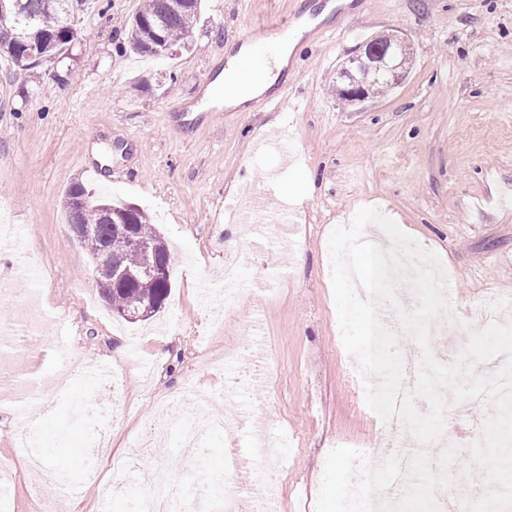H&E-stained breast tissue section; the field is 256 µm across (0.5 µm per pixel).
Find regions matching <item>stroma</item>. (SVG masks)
Listing matches in <instances>:
<instances>
[{
  "label": "stroma",
  "mask_w": 512,
  "mask_h": 512,
  "mask_svg": "<svg viewBox=\"0 0 512 512\" xmlns=\"http://www.w3.org/2000/svg\"><path fill=\"white\" fill-rule=\"evenodd\" d=\"M143 0H99L77 18L71 74L48 64L29 78L27 98L0 57V225L25 239L22 256L0 259V325L38 319L24 339L22 373L50 380L69 371L65 344L86 364L112 368L109 456L87 445L96 383L71 395L43 389L35 444L43 461L81 484V512H132L154 485L151 457L168 476L195 483L211 512L224 481V454L250 458L236 491L254 512V489L275 485L279 512H338L353 478L350 455L372 447L382 422L362 399L364 383L342 349L328 238L364 206L379 207L438 257L451 310L434 323L431 350L456 359L479 328L471 312L494 310L512 324V0H205L189 51L162 62L126 50V21ZM288 21L296 45L287 92L268 111L205 107L206 88L242 34ZM404 33L408 76L362 103L343 100L336 72L369 37ZM279 138L282 148L262 143ZM100 166L102 181L86 167ZM145 211L173 257L160 313L129 323L112 313L71 234L65 197L73 184ZM265 188L268 211L291 223L266 234L229 221L224 205L242 186ZM237 255L238 298L224 303V263ZM136 342L137 360L116 356ZM205 402L221 414L236 402L265 426L272 452L254 456L253 434L205 431L193 459L177 434L149 453L134 442L158 404L186 412ZM454 423L451 483L473 481L478 424ZM10 411L0 409V512H44L61 499L51 484L32 493Z\"/></svg>",
  "instance_id": "obj_1"
}]
</instances>
